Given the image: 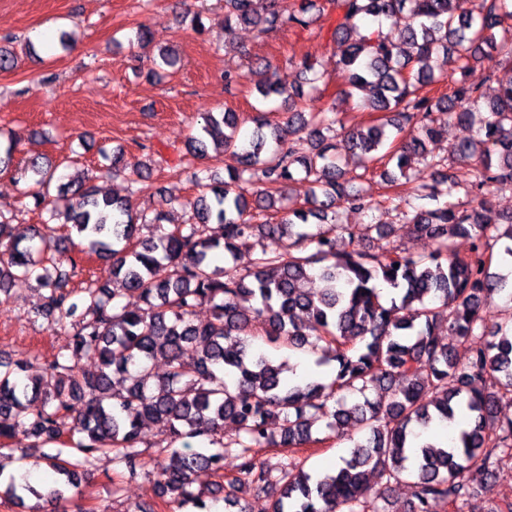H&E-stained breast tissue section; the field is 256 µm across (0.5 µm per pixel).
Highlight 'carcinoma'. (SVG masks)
I'll return each instance as SVG.
<instances>
[{"label": "carcinoma", "instance_id": "obj_1", "mask_svg": "<svg viewBox=\"0 0 512 512\" xmlns=\"http://www.w3.org/2000/svg\"><path fill=\"white\" fill-rule=\"evenodd\" d=\"M254 2L224 0L227 35L242 24L260 33L290 24L306 28L317 7V0H301L297 8L288 0H265L260 9ZM331 2L343 84L322 112L290 107L275 123L255 113L245 143L238 113H200L187 151L205 157L213 149L224 158L227 180L197 177L205 193L187 203L191 223L146 236L142 228L161 223L164 213L138 212L127 199L102 196L81 172L58 184L48 160L18 171L23 195L49 220H63L68 234L57 237L45 224L33 230L39 246L22 248L27 235L13 224V212L0 210V305L10 300L12 282L35 277L44 290L37 315L67 342L36 374L29 373L28 357L0 356V450L21 436L32 439L39 452L21 448L18 462L56 474L44 493L11 478L0 497L22 504L23 489L62 508L100 454L113 455L123 474L136 476L145 453L140 429L151 421L168 431L153 469L168 512H210L205 492L195 487L201 470L211 472L212 492H224L237 512H249L239 490L265 493L275 486L271 512H386L378 501L403 481L412 487L408 512H435L441 504L480 512L477 501L493 485L478 489L469 474L490 478L498 454L512 453V418L501 415L512 404V269L490 272L498 244L512 258V212L492 225L482 199L489 186L512 189V0ZM399 15L398 42L360 31L365 17ZM485 60L504 69L495 99L486 103L466 80L471 65ZM178 62L175 50L164 49L148 77ZM295 67L311 88L326 83L309 59ZM260 75L254 88L263 105L299 90L286 74L266 69ZM445 79L447 92H423ZM357 91L378 117L347 129L338 114ZM436 112L479 124L478 138L449 152L458 173L418 185L414 195L426 205L414 206L398 193L385 198L402 223L433 243L431 254L415 257L391 244L389 224L340 223L342 210H374L381 203L350 187L336 137L366 171L381 161L394 164L398 173L385 168L379 174L392 187L418 157L436 173L448 167L447 159L427 153L439 135ZM407 126L409 137L394 143L392 131ZM107 170L125 174L136 193L150 167L124 161L117 149ZM256 170L264 187L251 204L239 184ZM299 172L311 191L305 205L290 208L282 203V186ZM455 187L470 200L439 203ZM314 220L317 231H304ZM72 232L84 242L81 252L112 261L119 287H71L75 261L62 241ZM460 237L473 240L466 255L451 248ZM257 246L245 272L212 264L219 251L233 257ZM161 268L163 277L157 276ZM315 280L321 288L306 287ZM382 283L396 293L389 307ZM502 294L504 321L490 325L482 306ZM202 304L211 309L205 322L195 318ZM444 328L469 344L466 363L442 343ZM258 340L292 354L323 351L336 362L331 381L292 380L293 365L260 351ZM189 346L197 352L192 366L183 360ZM86 357L98 364L92 375L80 368ZM157 361L165 366L162 374L155 372ZM116 375L130 385L114 390ZM459 414L466 425L451 444L421 439ZM322 419L331 438L349 436L354 425L363 431L333 474L319 478L301 459L273 464L256 455L257 448L324 442L315 436ZM227 423L236 434L223 440Z\"/></svg>", "mask_w": 512, "mask_h": 512}]
</instances>
